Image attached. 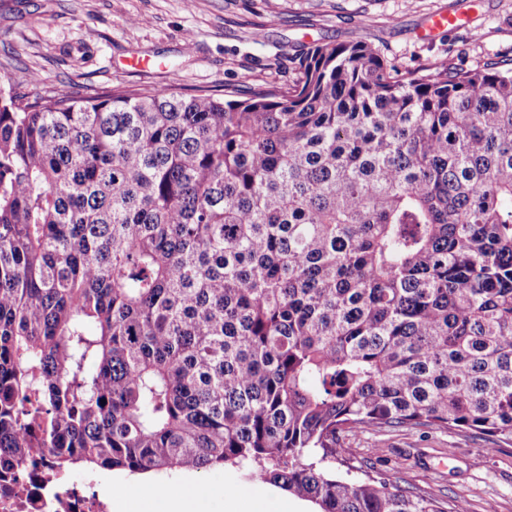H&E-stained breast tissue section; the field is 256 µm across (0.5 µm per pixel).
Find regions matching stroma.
Segmentation results:
<instances>
[{
	"mask_svg": "<svg viewBox=\"0 0 512 512\" xmlns=\"http://www.w3.org/2000/svg\"><path fill=\"white\" fill-rule=\"evenodd\" d=\"M438 11L457 13L459 28L420 38ZM0 33V87L34 71L40 83L19 86L31 95L116 86L285 91L296 79L292 59L317 44L364 41L403 66L510 61L512 0H0ZM338 448L353 477L379 471L438 499H464L468 512H512V444L399 427L342 432ZM148 478L167 489L207 486L209 512H225V494L263 488L228 465Z\"/></svg>",
	"mask_w": 512,
	"mask_h": 512,
	"instance_id": "obj_1",
	"label": "stroma"
}]
</instances>
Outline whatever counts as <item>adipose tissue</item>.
Here are the masks:
<instances>
[{
  "mask_svg": "<svg viewBox=\"0 0 512 512\" xmlns=\"http://www.w3.org/2000/svg\"><path fill=\"white\" fill-rule=\"evenodd\" d=\"M209 491L198 486L189 490L153 489L149 480L134 477L116 493V512H207Z\"/></svg>",
  "mask_w": 512,
  "mask_h": 512,
  "instance_id": "ef3b65f1",
  "label": "adipose tissue"
}]
</instances>
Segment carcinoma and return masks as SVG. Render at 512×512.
I'll return each mask as SVG.
<instances>
[{"label":"carcinoma","instance_id":"1","mask_svg":"<svg viewBox=\"0 0 512 512\" xmlns=\"http://www.w3.org/2000/svg\"><path fill=\"white\" fill-rule=\"evenodd\" d=\"M286 94L0 89V457L231 465L317 512L344 428L512 443V67L297 59Z\"/></svg>","mask_w":512,"mask_h":512}]
</instances>
